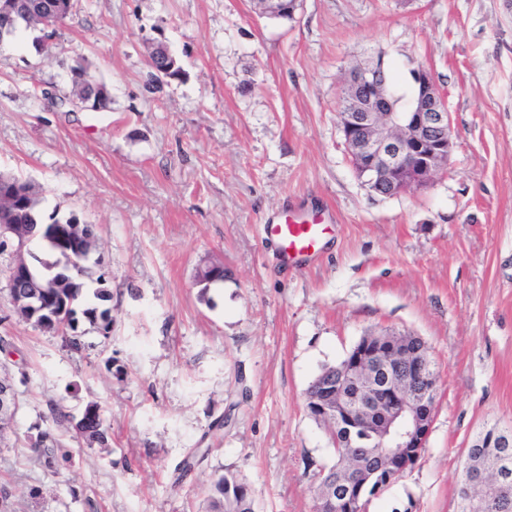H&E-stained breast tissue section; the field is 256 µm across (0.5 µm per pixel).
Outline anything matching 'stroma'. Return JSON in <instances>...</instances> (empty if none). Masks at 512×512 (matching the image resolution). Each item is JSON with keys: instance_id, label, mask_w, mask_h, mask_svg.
Returning a JSON list of instances; mask_svg holds the SVG:
<instances>
[{"instance_id": "obj_1", "label": "stroma", "mask_w": 512, "mask_h": 512, "mask_svg": "<svg viewBox=\"0 0 512 512\" xmlns=\"http://www.w3.org/2000/svg\"><path fill=\"white\" fill-rule=\"evenodd\" d=\"M39 35L0 44V173L35 187L43 222L94 224L112 329L80 321L76 350L23 320L3 276L16 245L0 249V377L17 393L0 512H208L229 471L257 512H313L335 454L305 392L390 331L428 344L437 409L418 463L368 512H460L472 441L512 427V0H299L290 20L252 0H75L51 50ZM157 41L183 74L151 91ZM378 54L402 109L410 69L433 72L455 133L447 170L391 197L363 186L337 118L345 72ZM79 65L109 110L48 107ZM288 201L336 222L286 271L263 226ZM206 262L224 281L204 291ZM91 403L103 446L74 427ZM43 432L51 470L31 450Z\"/></svg>"}]
</instances>
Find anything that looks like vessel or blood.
Here are the masks:
<instances>
[{"label":"vessel or blood","mask_w":512,"mask_h":512,"mask_svg":"<svg viewBox=\"0 0 512 512\" xmlns=\"http://www.w3.org/2000/svg\"><path fill=\"white\" fill-rule=\"evenodd\" d=\"M324 231L321 219L302 220L286 210L264 226L267 239L278 245L282 261L286 264L302 257H315L319 251V239Z\"/></svg>","instance_id":"obj_1"}]
</instances>
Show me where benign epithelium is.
<instances>
[{"mask_svg": "<svg viewBox=\"0 0 512 512\" xmlns=\"http://www.w3.org/2000/svg\"><path fill=\"white\" fill-rule=\"evenodd\" d=\"M384 57L351 69L344 79L338 115L344 144L358 177L381 196L425 186L448 166L454 131L445 98L431 71L414 73L416 93L406 112L391 107ZM17 242L7 271L12 306L25 309L35 325L50 319L63 328L68 307L56 304L52 280L35 281L22 249L27 236L20 224H0V244ZM224 266L198 269L196 282L212 283ZM437 377L425 341L404 333L362 336L330 373L306 392L309 414L327 422L335 436L356 449L343 473L330 476L316 495L318 512H365L420 459L435 416ZM15 392L0 378V420L13 417ZM479 448L496 449L493 467L464 472L460 496L464 512H482L495 500L501 512L512 509L505 490L512 485V429L485 430Z\"/></svg>", "mask_w": 512, "mask_h": 512, "instance_id": "7a95c632", "label": "benign epithelium"}]
</instances>
